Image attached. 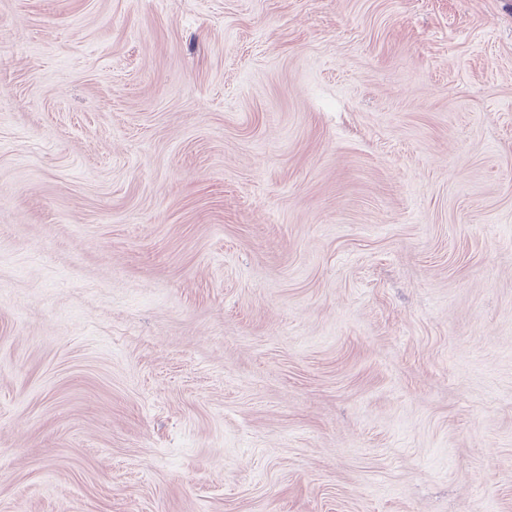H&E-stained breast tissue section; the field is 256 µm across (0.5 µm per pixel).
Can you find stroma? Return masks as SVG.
I'll list each match as a JSON object with an SVG mask.
<instances>
[{
    "instance_id": "35a3bbf8",
    "label": "stroma",
    "mask_w": 512,
    "mask_h": 512,
    "mask_svg": "<svg viewBox=\"0 0 512 512\" xmlns=\"http://www.w3.org/2000/svg\"><path fill=\"white\" fill-rule=\"evenodd\" d=\"M0 512H512V0H0Z\"/></svg>"
}]
</instances>
